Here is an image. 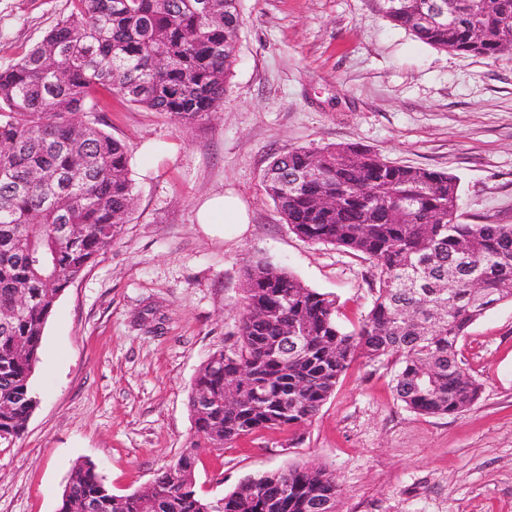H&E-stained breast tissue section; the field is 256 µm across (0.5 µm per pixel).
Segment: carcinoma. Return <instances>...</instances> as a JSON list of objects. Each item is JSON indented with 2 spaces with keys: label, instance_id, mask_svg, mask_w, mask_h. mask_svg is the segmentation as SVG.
Instances as JSON below:
<instances>
[{
  "label": "carcinoma",
  "instance_id": "1",
  "mask_svg": "<svg viewBox=\"0 0 512 512\" xmlns=\"http://www.w3.org/2000/svg\"><path fill=\"white\" fill-rule=\"evenodd\" d=\"M438 0H404L386 17L440 49L495 59L512 39V0H461L453 27H417L410 14ZM72 9L17 63L0 70V440L20 438L37 400L32 377L58 295L119 236L135 197L126 146L98 127L94 91L107 87L179 123L210 115L224 95L242 20L239 0H71ZM480 36L472 35L473 29ZM266 195L300 238L360 253L377 270L359 329L336 320V298L267 262L246 270L237 340L193 382L186 448L150 484L116 495L94 464L71 471L58 512H207L195 489L201 448L260 430L310 423L357 358L398 365L397 401L422 416L460 415L482 385L458 357L467 329L512 299V224L459 221L455 176L337 144L276 157ZM71 225L69 236L55 225ZM302 336L295 352L283 337ZM255 387L226 401V376ZM208 396L202 410L196 395ZM223 512H312L336 502L322 469L298 465L249 476Z\"/></svg>",
  "mask_w": 512,
  "mask_h": 512
}]
</instances>
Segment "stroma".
I'll list each match as a JSON object with an SVG mask.
<instances>
[{"mask_svg": "<svg viewBox=\"0 0 512 512\" xmlns=\"http://www.w3.org/2000/svg\"><path fill=\"white\" fill-rule=\"evenodd\" d=\"M70 0H0V67L16 63ZM239 49L224 97L182 125L113 97L101 129L129 155L136 200L112 246L58 297L26 432L0 440V512H58L76 463L114 494L145 488L193 432L188 396L210 354L236 339L246 269L265 260L336 298L357 329L376 270L362 255L298 237L262 188L274 156L354 144L457 177L462 220L512 224V51L441 50L395 25L378 0H240ZM173 145L149 157L143 143ZM230 190L250 224L233 238L195 222ZM482 385L460 415L398 402L388 362L352 363L298 435L259 431L203 449L196 489L219 498L248 476L308 465L335 481L337 512H512V302L460 340Z\"/></svg>", "mask_w": 512, "mask_h": 512, "instance_id": "stroma-1", "label": "stroma"}]
</instances>
